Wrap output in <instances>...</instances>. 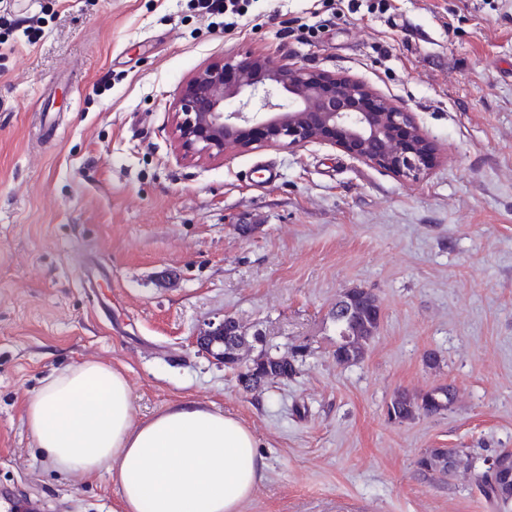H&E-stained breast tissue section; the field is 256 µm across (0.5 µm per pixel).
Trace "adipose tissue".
Returning a JSON list of instances; mask_svg holds the SVG:
<instances>
[{"label":"adipose tissue","mask_w":512,"mask_h":512,"mask_svg":"<svg viewBox=\"0 0 512 512\" xmlns=\"http://www.w3.org/2000/svg\"><path fill=\"white\" fill-rule=\"evenodd\" d=\"M27 423L51 466L117 483V512H241L265 462L239 420L195 402L133 421L129 382L101 362L69 366L29 399Z\"/></svg>","instance_id":"1"}]
</instances>
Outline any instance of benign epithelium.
<instances>
[{"mask_svg": "<svg viewBox=\"0 0 512 512\" xmlns=\"http://www.w3.org/2000/svg\"><path fill=\"white\" fill-rule=\"evenodd\" d=\"M172 112L181 157L217 160L255 145L330 143L397 177L415 179L435 161V144L413 113L347 77L258 55L225 56L177 92ZM224 362V321L196 338Z\"/></svg>", "mask_w": 512, "mask_h": 512, "instance_id": "1", "label": "benign epithelium"}]
</instances>
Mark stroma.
<instances>
[{
	"instance_id": "35a3bbf8",
	"label": "stroma",
	"mask_w": 512,
	"mask_h": 512,
	"mask_svg": "<svg viewBox=\"0 0 512 512\" xmlns=\"http://www.w3.org/2000/svg\"><path fill=\"white\" fill-rule=\"evenodd\" d=\"M241 53L363 81L437 163L400 179L330 144L181 159L178 88ZM352 288L381 321L340 365ZM226 317L243 361L308 345L298 375L243 391L195 344ZM81 361L126 375L135 422L197 402L248 427L266 469L241 512H494L470 463L512 448V0H250L232 27L199 0H0V512L115 507L108 472H57L26 423ZM440 384L450 410L389 418L397 391ZM430 448L469 458L426 479Z\"/></svg>"
}]
</instances>
